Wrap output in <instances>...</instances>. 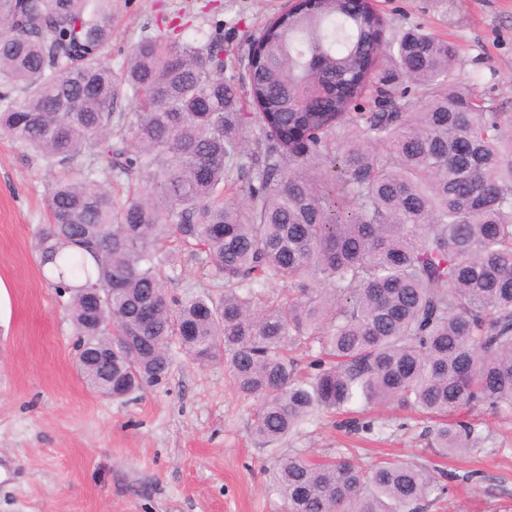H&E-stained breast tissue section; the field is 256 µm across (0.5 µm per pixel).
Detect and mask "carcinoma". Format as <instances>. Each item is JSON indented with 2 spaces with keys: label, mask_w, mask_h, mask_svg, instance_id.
I'll list each match as a JSON object with an SVG mask.
<instances>
[{
  "label": "carcinoma",
  "mask_w": 512,
  "mask_h": 512,
  "mask_svg": "<svg viewBox=\"0 0 512 512\" xmlns=\"http://www.w3.org/2000/svg\"><path fill=\"white\" fill-rule=\"evenodd\" d=\"M107 3L0 0V131L60 168L35 249L80 336L85 386L117 400L156 384L175 344L259 401L251 435L265 445L321 412L368 433L353 409L391 404L436 419L440 455L475 448L463 415L512 410V113L455 83V44L422 27L380 44L381 16L341 0L280 13L249 56L252 113L215 36H144L114 73ZM384 59L402 88L357 73ZM117 84L130 118L113 112ZM116 117L131 150L114 167L139 176L122 201L112 170L76 169L92 149L112 157ZM167 242L205 254L222 293L168 297ZM91 287L108 289L99 314ZM302 342L318 348L306 375L288 356ZM268 476L287 512H420L448 491L397 459L294 455Z\"/></svg>",
  "instance_id": "obj_1"
}]
</instances>
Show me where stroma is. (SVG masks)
Wrapping results in <instances>:
<instances>
[{
	"label": "stroma",
	"instance_id": "obj_1",
	"mask_svg": "<svg viewBox=\"0 0 512 512\" xmlns=\"http://www.w3.org/2000/svg\"><path fill=\"white\" fill-rule=\"evenodd\" d=\"M290 0H109L108 64L120 69L146 35L185 41L221 32L228 74L244 77L259 32ZM386 37L413 26L453 42L455 81L512 112V0H376ZM56 175L0 132V281L11 303L0 322V512H284L266 484L279 458L353 453L439 466L449 492L425 512H512V412L471 413L483 435L468 454L428 448L427 420L372 409L373 433L352 436L336 418L309 421L273 445L250 434L255 398L223 364L174 351L168 376L123 400L90 393L76 367L71 317L39 268L34 240L48 220ZM205 255H181L165 288L184 298L213 287Z\"/></svg>",
	"mask_w": 512,
	"mask_h": 512
}]
</instances>
